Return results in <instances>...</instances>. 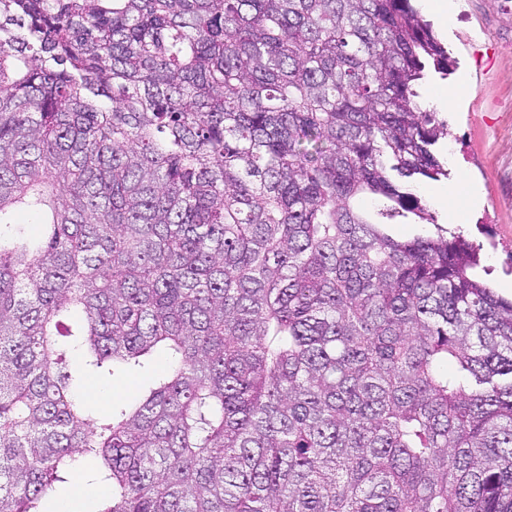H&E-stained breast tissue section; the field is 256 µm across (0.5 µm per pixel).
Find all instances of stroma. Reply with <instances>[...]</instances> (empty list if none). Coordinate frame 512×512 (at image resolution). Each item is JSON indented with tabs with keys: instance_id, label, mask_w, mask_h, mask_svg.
Instances as JSON below:
<instances>
[{
	"instance_id": "obj_1",
	"label": "stroma",
	"mask_w": 512,
	"mask_h": 512,
	"mask_svg": "<svg viewBox=\"0 0 512 512\" xmlns=\"http://www.w3.org/2000/svg\"><path fill=\"white\" fill-rule=\"evenodd\" d=\"M445 17L431 0L415 6L447 48L448 76L430 73L420 89L424 110L447 124L437 148L448 160L451 195L438 194V182L425 180L418 192L438 223L392 224L398 238L433 234L442 225L483 246V279L512 297V0H457ZM462 100L455 108L445 92Z\"/></svg>"
}]
</instances>
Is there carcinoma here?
Returning <instances> with one entry per match:
<instances>
[{
	"mask_svg": "<svg viewBox=\"0 0 512 512\" xmlns=\"http://www.w3.org/2000/svg\"><path fill=\"white\" fill-rule=\"evenodd\" d=\"M430 63L412 0H0V512L87 460L92 512H512ZM73 351L139 395L94 420Z\"/></svg>",
	"mask_w": 512,
	"mask_h": 512,
	"instance_id": "carcinoma-1",
	"label": "carcinoma"
}]
</instances>
